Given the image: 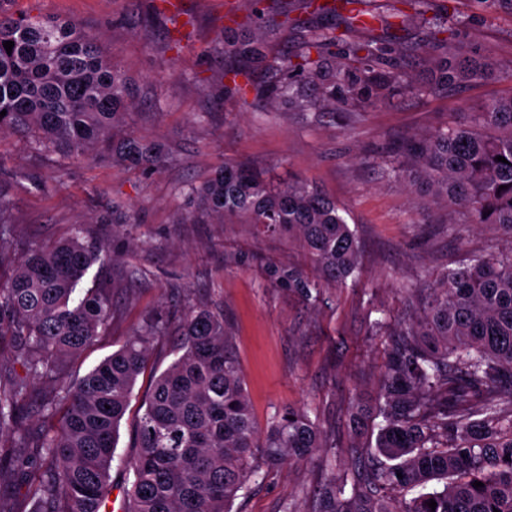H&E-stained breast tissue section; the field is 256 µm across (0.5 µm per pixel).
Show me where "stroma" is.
<instances>
[{"instance_id":"obj_1","label":"stroma","mask_w":512,"mask_h":512,"mask_svg":"<svg viewBox=\"0 0 512 512\" xmlns=\"http://www.w3.org/2000/svg\"><path fill=\"white\" fill-rule=\"evenodd\" d=\"M155 0H0V9L74 21L100 37L110 61L134 83L137 99L123 129L161 144L169 160L157 170L126 166L111 153L91 151L76 161L38 148L26 133L0 136V213L6 233L0 247L14 256L50 248L84 227L112 250V263L91 268L82 288L104 283L114 316L103 340L67 368L84 374L119 348L150 317L177 329L187 307L220 311L242 369L258 431L279 411L294 407L318 418L325 445L311 456L255 472L236 512H314V491L326 478L324 454L337 471L350 460L354 439L347 411L374 397L398 323L415 313L404 288L440 278L455 262L504 245L494 226L448 227V207L401 180L387 178L382 161L408 136L444 123L491 98L512 94V5L506 0H430V12L447 16L449 49L465 48L493 61L487 79L433 88L434 73L415 53L426 29L382 22L385 0H368L379 14L364 38L388 47L406 63L418 95L396 92L358 102L348 112L308 124L287 106L271 108L254 95L223 97L225 74L238 83L262 84L263 72L246 70L224 52L225 0H188L191 24L180 44ZM302 30L322 23L295 9ZM302 30L268 17L270 54L294 49ZM242 161L317 186L343 208L361 243L362 272L342 286L324 285L306 298L281 285L273 268L316 271L296 242L260 237L241 218L203 214L189 188L208 180L225 161ZM121 202L129 224L102 223ZM164 337L140 375L120 427L117 456L129 443L142 400L156 372L171 361Z\"/></svg>"}]
</instances>
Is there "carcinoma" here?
<instances>
[{
	"label": "carcinoma",
	"instance_id": "1",
	"mask_svg": "<svg viewBox=\"0 0 512 512\" xmlns=\"http://www.w3.org/2000/svg\"><path fill=\"white\" fill-rule=\"evenodd\" d=\"M313 15L346 13L347 31L320 26L298 50L268 56L257 38H224V51L269 73L255 94L268 105L284 102L303 118L350 109L367 95L377 101L398 89L424 92L382 43L351 40L365 24V0H303ZM393 17L428 26L419 52L430 57L435 85L488 76L492 64L448 51V20L426 17L429 0H391ZM12 41V52L3 42ZM344 45L341 52L336 47ZM318 85L303 100L297 79ZM135 90L106 57L96 35L72 21L16 17L0 10V134L31 130L47 150L83 159L110 143L134 167L168 162L161 148L118 134ZM502 156L506 162L495 160ZM385 173L425 185L466 224L495 225L512 239V95L491 99L454 125L440 124L403 142ZM505 189H500V186ZM202 210L239 217L263 235L295 239L313 261L316 279L294 271L290 288L344 283L359 270L360 242L343 209L317 187L277 182L256 168L226 162L190 188ZM111 261L108 245L76 229L49 249H32L0 282V337L12 340L0 355V486L18 480V496L0 491V512H103L112 493V464L121 423L154 343L168 322L154 318L83 376H65L61 362L91 345L112 315L105 288L80 290L87 271ZM414 318L402 324L386 360L376 400L351 407L362 436L381 419L374 448H354L350 468L336 480L335 465L314 492V512H512V244L466 258L422 288ZM175 359L154 376L133 431L123 512H232L246 487L257 448L276 465L325 447L318 421L305 411L279 413L257 445L258 431L224 316L204 307L187 310L179 324ZM47 384L37 437L21 420L34 385ZM36 450L29 454L31 440ZM511 460H506V457ZM402 477H397V474ZM483 486L476 488L473 483ZM351 495L344 496L347 483ZM421 489L408 501L396 489ZM437 503L436 509L427 505Z\"/></svg>",
	"mask_w": 512,
	"mask_h": 512
}]
</instances>
